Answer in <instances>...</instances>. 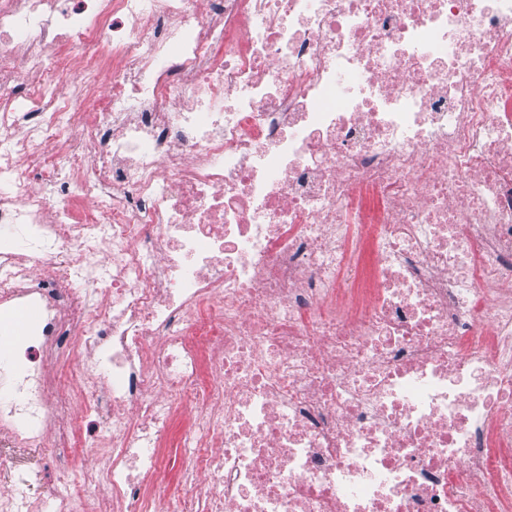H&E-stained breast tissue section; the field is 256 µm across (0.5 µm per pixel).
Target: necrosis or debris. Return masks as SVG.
<instances>
[{"label":"necrosis or debris","instance_id":"obj_1","mask_svg":"<svg viewBox=\"0 0 512 512\" xmlns=\"http://www.w3.org/2000/svg\"><path fill=\"white\" fill-rule=\"evenodd\" d=\"M0 344V512H512V0H0ZM21 471L41 469L47 481L56 478L58 452L55 448H12L8 451Z\"/></svg>","mask_w":512,"mask_h":512}]
</instances>
